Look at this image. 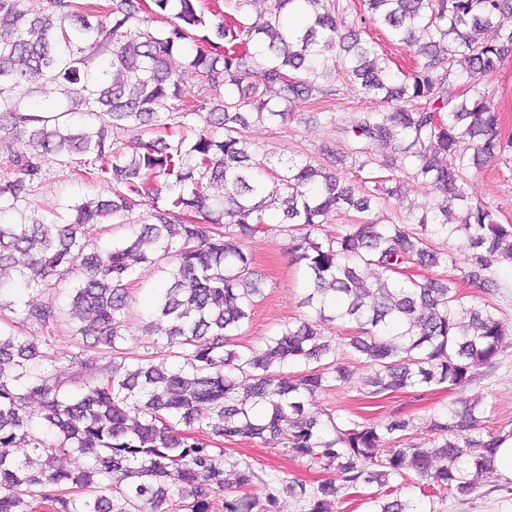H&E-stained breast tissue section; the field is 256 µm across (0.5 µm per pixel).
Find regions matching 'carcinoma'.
<instances>
[{
    "mask_svg": "<svg viewBox=\"0 0 512 512\" xmlns=\"http://www.w3.org/2000/svg\"><path fill=\"white\" fill-rule=\"evenodd\" d=\"M224 0L218 21L197 0H0V213L19 211L43 166L54 160L73 180L107 194L82 198L57 221L21 217L0 224V271L19 269L46 298L0 326V512H338L350 491L370 488L368 512H437L436 500L468 497L493 474L492 458L512 426H484L485 397H460L427 418L433 445L414 441L418 419L377 423L312 413L332 384L367 374L360 395L445 385L494 369L512 327L489 303L464 300L451 279L394 277L403 265L433 267L448 247L470 254L463 278L488 294L496 265L512 262V224L467 189L466 175L512 153L486 77L512 57V0H361L369 18L412 49L397 74L338 0ZM168 20L147 26L140 14ZM188 42L195 54L177 67ZM339 49L327 57L325 49ZM201 96L183 91L187 79ZM463 79V93L448 92ZM357 84L376 107L339 118L313 112L346 152L329 159L277 158L252 146L255 123L276 124L306 101ZM133 134L131 150L115 133ZM351 160L367 171L366 191L337 176ZM432 202L408 200L404 179ZM401 224H378L389 201ZM149 222L106 251L89 247L88 224H114L142 206ZM355 222L312 238L339 214ZM295 232L309 317L282 324L257 346L234 349L263 297L249 240L268 217ZM166 262L168 287L155 306L168 323L164 344L131 357L123 347L138 267ZM67 304L48 291L69 276ZM351 326L332 338L322 325ZM63 325L103 362L68 393L49 362ZM38 329V337L30 329ZM71 363H82L72 355ZM255 442L330 474L312 486L293 474L229 461L226 442ZM29 449L19 459L6 449ZM78 455L76 469L59 464ZM422 498L402 493L406 482ZM262 489V493L255 489Z\"/></svg>",
    "mask_w": 512,
    "mask_h": 512,
    "instance_id": "1",
    "label": "carcinoma"
}]
</instances>
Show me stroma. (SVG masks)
Segmentation results:
<instances>
[{
  "label": "stroma",
  "mask_w": 512,
  "mask_h": 512,
  "mask_svg": "<svg viewBox=\"0 0 512 512\" xmlns=\"http://www.w3.org/2000/svg\"><path fill=\"white\" fill-rule=\"evenodd\" d=\"M247 136L262 149L296 159L318 156L322 144L336 141L330 127L313 129L296 121L283 126L255 127L248 130ZM468 190L491 204L500 223L512 224V159L492 161L481 172L472 174ZM102 192V186L71 180L66 168L50 161L46 163L43 176L28 203L24 204L23 211L39 218H47L54 213L64 216L72 201ZM291 246L282 224L274 219L270 220L266 232L249 241L255 269L264 279L265 293L253 310L245 334L239 339L240 344L258 343L283 322L304 316L305 310L300 306V268L293 260ZM469 263L468 252L458 248L454 251L452 263L430 269L410 264L398 273L397 278L407 283L445 277L455 281L461 294L483 297L482 289L462 277ZM134 279L136 286L124 346L133 354L144 355L152 352L154 339L144 332L143 327L152 321L154 299L160 288L166 287L167 281L164 273L155 267L137 269ZM352 370L351 383L319 394L313 402V410L337 409L342 417L359 422H375L393 414H408L423 421L448 401L481 391L488 395L487 427L495 429L512 422V346L505 350L497 368L474 384L452 390L443 386L415 388L364 400L357 390L366 370L360 364L353 365ZM231 455L250 461L269 473L282 470L310 482L326 476L325 471L317 466L289 460L279 452L251 443L234 444ZM438 508L439 512H512V493L496 491L487 485L467 501L447 496Z\"/></svg>",
  "instance_id": "obj_1"
}]
</instances>
